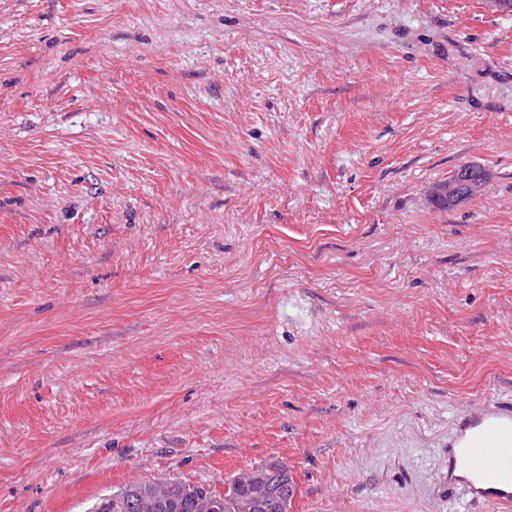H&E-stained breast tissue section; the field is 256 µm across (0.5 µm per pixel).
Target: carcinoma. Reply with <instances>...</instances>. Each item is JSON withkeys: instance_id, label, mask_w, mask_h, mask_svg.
I'll use <instances>...</instances> for the list:
<instances>
[{"instance_id": "carcinoma-1", "label": "carcinoma", "mask_w": 512, "mask_h": 512, "mask_svg": "<svg viewBox=\"0 0 512 512\" xmlns=\"http://www.w3.org/2000/svg\"><path fill=\"white\" fill-rule=\"evenodd\" d=\"M150 490L158 494V507L154 512H202L203 503L223 497L227 498L224 512H234V498L247 494V488L243 486L226 495L212 485L181 480L164 483L133 481L120 490L99 498L89 512H140L138 504L141 497Z\"/></svg>"}]
</instances>
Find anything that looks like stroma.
Instances as JSON below:
<instances>
[{
	"mask_svg": "<svg viewBox=\"0 0 512 512\" xmlns=\"http://www.w3.org/2000/svg\"><path fill=\"white\" fill-rule=\"evenodd\" d=\"M481 409L512 411V13L0 0V512L271 458L292 512H494L448 482ZM476 163L467 162L460 165L453 176L448 178V181L435 184L427 191V197L430 203L439 201L445 207H435L438 210H448V207H453L462 202L469 195L479 191L483 185L482 178L474 181H469L470 173L475 169Z\"/></svg>",
	"mask_w": 512,
	"mask_h": 512,
	"instance_id": "35a3bbf8",
	"label": "stroma"
}]
</instances>
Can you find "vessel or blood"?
Instances as JSON below:
<instances>
[{
    "label": "vessel or blood",
    "mask_w": 512,
    "mask_h": 512,
    "mask_svg": "<svg viewBox=\"0 0 512 512\" xmlns=\"http://www.w3.org/2000/svg\"><path fill=\"white\" fill-rule=\"evenodd\" d=\"M481 429L462 448L448 452V469L459 472L473 501L512 505V425L497 422L495 414H478Z\"/></svg>",
    "instance_id": "1"
}]
</instances>
